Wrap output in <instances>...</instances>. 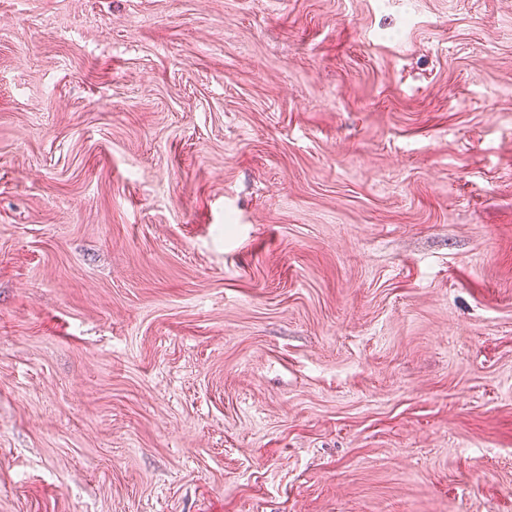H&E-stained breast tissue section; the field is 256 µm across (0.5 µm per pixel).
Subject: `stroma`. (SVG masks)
<instances>
[{
  "mask_svg": "<svg viewBox=\"0 0 512 512\" xmlns=\"http://www.w3.org/2000/svg\"><path fill=\"white\" fill-rule=\"evenodd\" d=\"M0 512H512V0H0Z\"/></svg>",
  "mask_w": 512,
  "mask_h": 512,
  "instance_id": "1",
  "label": "stroma"
}]
</instances>
